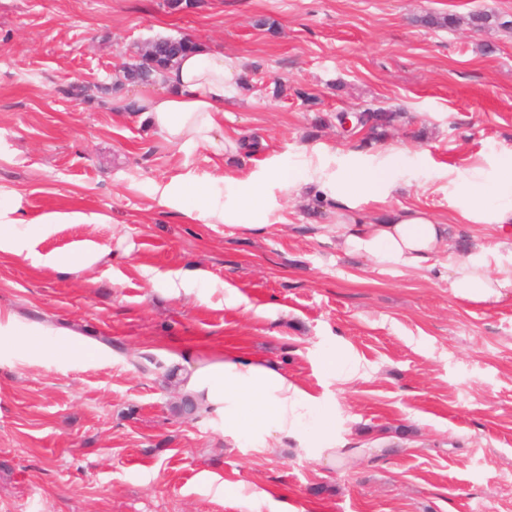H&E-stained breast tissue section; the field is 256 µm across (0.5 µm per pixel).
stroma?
I'll use <instances>...</instances> for the list:
<instances>
[{
  "mask_svg": "<svg viewBox=\"0 0 512 512\" xmlns=\"http://www.w3.org/2000/svg\"><path fill=\"white\" fill-rule=\"evenodd\" d=\"M483 10L512 20V0H0V202L29 221L102 216L0 254V512H271L259 492L284 512H512V297L474 303L448 281L476 240L512 264V235L457 211L460 172L512 153V30L472 31ZM428 13L459 24L422 26ZM182 36L253 76L198 147L147 130L130 109L145 85L118 81L147 42ZM369 107L404 113L374 147L327 121ZM392 150L398 186L359 208L447 220L434 267L346 255L309 188L267 181L254 230L159 202L172 183L220 198L228 178L306 163L327 179ZM86 248L105 256L81 273L41 263ZM40 332L87 350H28ZM337 346L363 378L326 375ZM230 349L322 395L358 456L323 467L235 445L216 412L176 415L182 375Z\"/></svg>",
  "mask_w": 512,
  "mask_h": 512,
  "instance_id": "35a3bbf8",
  "label": "stroma"
}]
</instances>
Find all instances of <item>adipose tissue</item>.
Here are the masks:
<instances>
[{"label":"adipose tissue","instance_id":"1","mask_svg":"<svg viewBox=\"0 0 512 512\" xmlns=\"http://www.w3.org/2000/svg\"><path fill=\"white\" fill-rule=\"evenodd\" d=\"M245 78L243 69L225 63L222 49L197 45L163 75L159 92L141 97V120L169 141L210 143L224 116L225 99L243 90ZM402 169L400 155L392 152L374 164L355 162L348 172L322 183L304 167L275 169L271 176L294 189L319 183L342 216L340 245L345 252L379 269H419L446 241L447 223L411 208L392 209L372 221L355 215L361 200H386ZM228 195L231 206L221 207L202 188L190 191L174 184L162 191L160 201L189 218L204 211L228 224L257 227L264 207L261 183H231ZM457 209L476 224H512V154L499 156L493 169H467L457 186ZM489 255V248L477 245L465 259L449 265L450 284L463 298L476 303L499 300L512 286V268L491 274ZM185 388L198 395L203 406L223 414L224 434L234 441L268 450L287 443L312 461L334 468L353 458L352 452L336 446L335 409L266 359L226 352L223 360L187 376Z\"/></svg>","mask_w":512,"mask_h":512}]
</instances>
